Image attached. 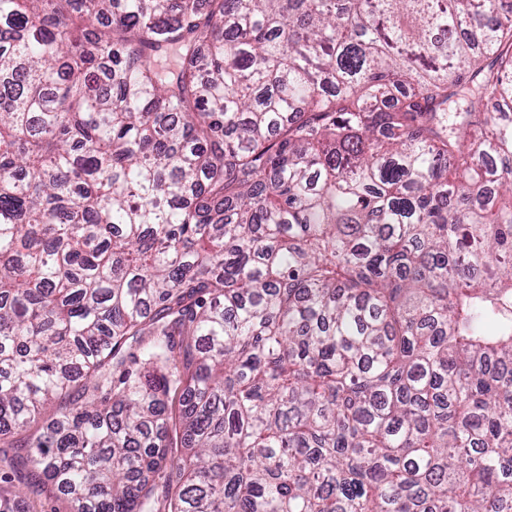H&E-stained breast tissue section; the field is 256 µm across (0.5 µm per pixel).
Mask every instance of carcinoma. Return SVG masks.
<instances>
[{"label": "carcinoma", "instance_id": "carcinoma-1", "mask_svg": "<svg viewBox=\"0 0 512 512\" xmlns=\"http://www.w3.org/2000/svg\"><path fill=\"white\" fill-rule=\"evenodd\" d=\"M5 466L512 512V0H0Z\"/></svg>", "mask_w": 512, "mask_h": 512}]
</instances>
